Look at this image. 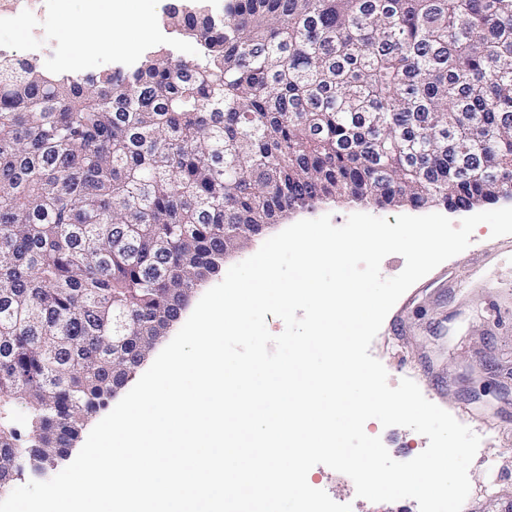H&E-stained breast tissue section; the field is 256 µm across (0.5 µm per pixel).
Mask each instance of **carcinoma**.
<instances>
[{
    "instance_id": "1",
    "label": "carcinoma",
    "mask_w": 512,
    "mask_h": 512,
    "mask_svg": "<svg viewBox=\"0 0 512 512\" xmlns=\"http://www.w3.org/2000/svg\"><path fill=\"white\" fill-rule=\"evenodd\" d=\"M166 24L195 58L90 83L0 53V490L70 454L256 227L329 198L512 200V0H228Z\"/></svg>"
}]
</instances>
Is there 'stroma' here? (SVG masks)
<instances>
[{
	"label": "stroma",
	"instance_id": "35a3bbf8",
	"mask_svg": "<svg viewBox=\"0 0 512 512\" xmlns=\"http://www.w3.org/2000/svg\"><path fill=\"white\" fill-rule=\"evenodd\" d=\"M179 0H135L137 11L153 13L148 38L128 31L126 43L111 40L89 48L90 38L69 27L67 15H80L85 0H69L61 14L55 0H41L38 11L25 10V0H0V46L10 54L36 60L46 71L70 75L98 73L139 63L155 48H173L193 58L198 45L175 39L163 25L167 9ZM137 42V50L126 47ZM364 212L395 219L412 207H364L331 202L297 211L283 219L290 226L303 219L330 215L334 225ZM370 353L388 373L390 386L412 379L426 399L467 425L480 438L469 467L470 494L462 512H502L512 502V235L491 237L478 225L470 246L443 262L411 286L386 316ZM368 435L380 437L391 457L408 461L428 445L427 437L401 426L365 424ZM313 488L334 501L350 504L352 512H419L414 499L373 503L357 497L345 474L319 464L307 475Z\"/></svg>",
	"mask_w": 512,
	"mask_h": 512
}]
</instances>
